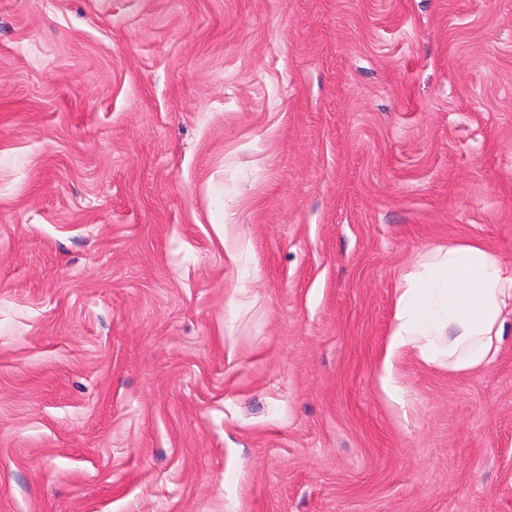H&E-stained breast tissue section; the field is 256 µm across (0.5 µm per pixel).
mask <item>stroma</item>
Returning a JSON list of instances; mask_svg holds the SVG:
<instances>
[{"label":"stroma","instance_id":"35a3bbf8","mask_svg":"<svg viewBox=\"0 0 512 512\" xmlns=\"http://www.w3.org/2000/svg\"><path fill=\"white\" fill-rule=\"evenodd\" d=\"M512 267V0H0V512H512V336L395 290ZM422 270L396 288L394 323L383 360V389L394 399L397 361L424 362L470 373L492 364L512 335V268L473 238L448 242Z\"/></svg>","mask_w":512,"mask_h":512}]
</instances>
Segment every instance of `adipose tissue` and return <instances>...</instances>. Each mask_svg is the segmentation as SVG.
Instances as JSON below:
<instances>
[{
    "label": "adipose tissue",
    "mask_w": 512,
    "mask_h": 512,
    "mask_svg": "<svg viewBox=\"0 0 512 512\" xmlns=\"http://www.w3.org/2000/svg\"><path fill=\"white\" fill-rule=\"evenodd\" d=\"M511 334L512 268L481 240L451 241L396 290L383 389L396 397L394 368L403 356L470 373L492 364Z\"/></svg>",
    "instance_id": "ef3b65f1"
}]
</instances>
